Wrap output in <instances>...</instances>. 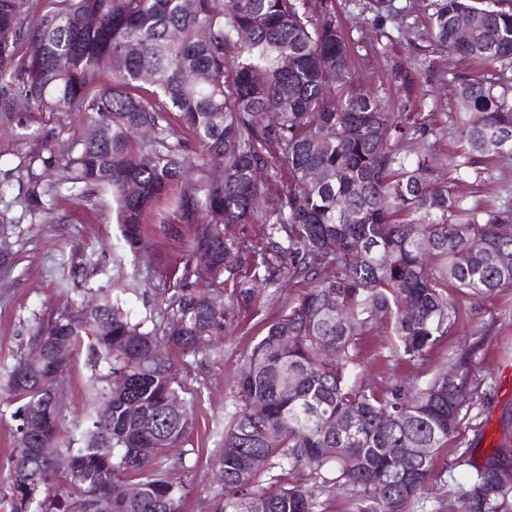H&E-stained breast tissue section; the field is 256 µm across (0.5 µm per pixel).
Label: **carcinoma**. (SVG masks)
<instances>
[{
	"label": "carcinoma",
	"instance_id": "cac0c4a2",
	"mask_svg": "<svg viewBox=\"0 0 512 512\" xmlns=\"http://www.w3.org/2000/svg\"><path fill=\"white\" fill-rule=\"evenodd\" d=\"M467 20L473 34L461 41ZM431 23L437 47L512 66L511 11L435 0ZM351 57L349 35L316 0H0V112L88 117L71 146L30 157L32 201L44 207V182L63 172L60 180L110 198L134 256L159 200L169 201L160 219L168 235L191 226L159 327L144 329L103 293L38 323L32 343L59 337L86 350L89 411L74 449L52 404L64 367L49 353L16 360L5 384L18 404L11 512H65L67 496L73 512H182L167 451L190 417L168 406L183 393L171 352L194 354L224 329V307L196 285L229 270L228 229L240 224L263 225L273 254L254 263V282L267 288L286 276L311 287L246 356L235 410L224 416L212 512H326L339 492L348 512H425L436 452L469 427L470 374L450 358L422 384L381 390L358 371L364 343L383 336L386 360H422L454 327L455 294L512 288V207L469 205L433 178L437 130L362 87ZM455 94L464 151L451 167L460 179L512 155V96L466 77ZM257 171L281 184L275 200ZM200 252L212 261L204 272ZM87 268L71 265L64 292ZM338 419L354 432L332 431ZM501 424L498 447L456 483L459 512H512V486L495 465L512 448L511 408ZM51 442L56 457H41ZM416 448L428 455L398 474L400 452ZM122 479L136 480L135 497L113 496Z\"/></svg>",
	"mask_w": 512,
	"mask_h": 512
}]
</instances>
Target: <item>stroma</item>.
Segmentation results:
<instances>
[{"mask_svg": "<svg viewBox=\"0 0 512 512\" xmlns=\"http://www.w3.org/2000/svg\"><path fill=\"white\" fill-rule=\"evenodd\" d=\"M433 0H392L398 15L378 9L374 0H326L353 43L352 70L376 96L389 100L394 111L410 112L438 128L434 137L435 176L451 178L452 158L460 143L455 125L457 110L453 90L459 76L487 78L480 61L462 58L436 48L430 27ZM405 71L408 85L393 77ZM86 123L84 114L46 112L31 117L26 112L0 114V380L20 354L30 349L29 339L41 318L65 305L80 306L87 294H63L60 283L72 264L96 252L101 269L88 284L120 298L132 321L151 325L171 283L166 272L180 267L183 243L167 236L155 217L144 226L146 245L140 255L121 248L120 227L103 200L80 197L78 192L48 193L43 207L28 200L25 164L44 143L59 145L76 138ZM457 196L488 207L512 199V159L487 163L481 177L456 182ZM244 256L230 273L208 291L225 305L224 333L212 349L196 354H174L176 376L186 389L192 421L169 459L184 458L172 469L184 487L183 512H210L218 492L214 464L224 444V415L232 408L231 394L245 355L268 326L288 307V301L305 290L296 280L281 288L261 291L249 305L233 304L239 289L250 287L253 259L262 257L267 240L261 225L244 224L237 231ZM457 321L448 337L426 359L395 363L386 360L384 338L366 342L362 372L379 385L394 378L422 383L448 359L473 349L470 427L462 438L450 439L435 461V480L427 487L428 512H458L454 497L438 498L439 481L461 480L472 466L498 445L501 414L512 407V289L477 299L458 296ZM90 370L84 353L72 354L64 372L58 408L66 422L84 418L88 410ZM16 405L0 390V512H9V454L17 422ZM472 451L469 464L458 462L462 443Z\"/></svg>", "mask_w": 512, "mask_h": 512, "instance_id": "stroma-1", "label": "stroma"}]
</instances>
